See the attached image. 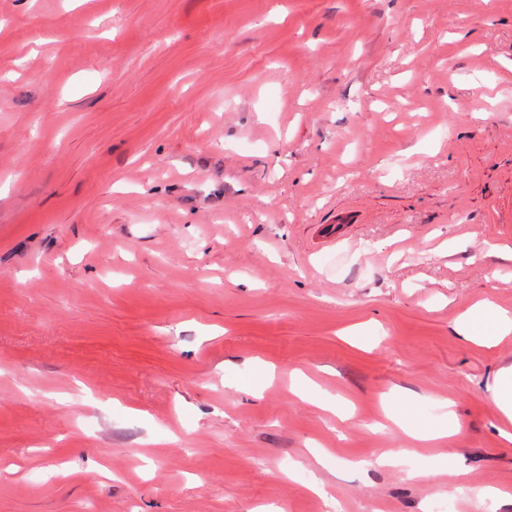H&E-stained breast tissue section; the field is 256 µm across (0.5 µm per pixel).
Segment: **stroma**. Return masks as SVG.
<instances>
[{
  "label": "stroma",
  "mask_w": 512,
  "mask_h": 512,
  "mask_svg": "<svg viewBox=\"0 0 512 512\" xmlns=\"http://www.w3.org/2000/svg\"><path fill=\"white\" fill-rule=\"evenodd\" d=\"M0 23V512H512V0ZM469 336L494 345L512 332V318L497 310L492 304L484 303L473 307L465 316Z\"/></svg>",
  "instance_id": "stroma-1"
}]
</instances>
